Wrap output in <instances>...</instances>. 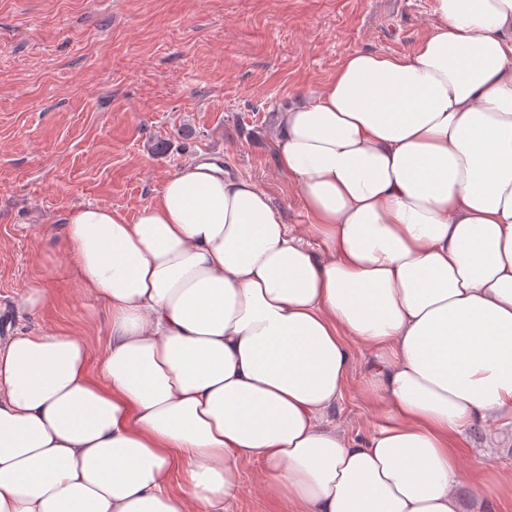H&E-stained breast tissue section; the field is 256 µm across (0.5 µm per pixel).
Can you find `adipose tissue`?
I'll use <instances>...</instances> for the list:
<instances>
[{
	"instance_id": "adipose-tissue-1",
	"label": "adipose tissue",
	"mask_w": 512,
	"mask_h": 512,
	"mask_svg": "<svg viewBox=\"0 0 512 512\" xmlns=\"http://www.w3.org/2000/svg\"><path fill=\"white\" fill-rule=\"evenodd\" d=\"M434 13L281 117L323 251L213 162L65 217L110 340L95 377L69 332L0 343V512H226L252 459L288 512H460L454 439L512 420V0ZM354 343L387 412L362 443L328 417Z\"/></svg>"
}]
</instances>
